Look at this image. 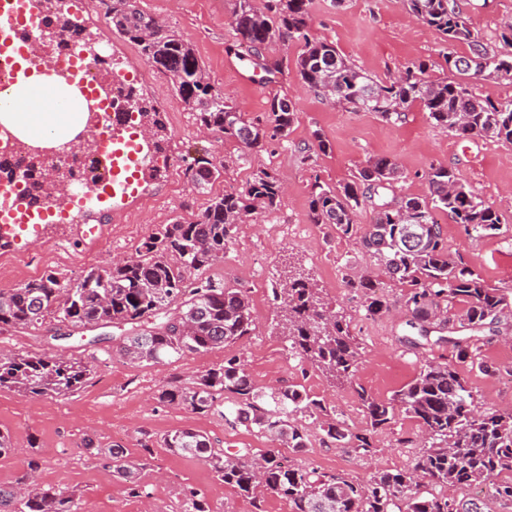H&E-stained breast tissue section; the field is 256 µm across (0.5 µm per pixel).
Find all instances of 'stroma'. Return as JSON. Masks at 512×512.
I'll list each match as a JSON object with an SVG mask.
<instances>
[{"label": "stroma", "mask_w": 512, "mask_h": 512, "mask_svg": "<svg viewBox=\"0 0 512 512\" xmlns=\"http://www.w3.org/2000/svg\"><path fill=\"white\" fill-rule=\"evenodd\" d=\"M458 4L489 48H498L500 26L504 18H512V0H458ZM234 5L235 0L140 3L145 12L192 44L208 81L247 119L265 121L273 98L291 99L297 120L287 142L246 151L220 131L200 126L190 105L176 93L170 75L148 63L135 44L114 34L103 10L92 7V30L109 37L115 68L137 69L144 94L162 111L169 135L168 170L139 205L117 218H105L104 232L96 243L75 244L77 227L62 224L51 241L31 247L24 266H15L13 256L0 253V289L51 270L72 282L86 270L137 259L142 241L156 225L193 220L210 197L245 188L255 171L270 169L285 188L277 208L238 224L223 262L207 271L226 285L247 290L255 329L224 348L161 364L139 363L123 355L122 343L131 332L127 325L108 324L91 331L73 328L64 339L58 338L59 326L50 320L35 329L0 333V355L45 354L93 363L84 385L67 396L0 389V431L8 433L21 450L20 455L0 458V485L20 487L34 478L39 485L76 494L82 512H184L182 491L188 487L205 496L212 512H291L280 495L269 491L254 498L240 495L204 462L164 448L163 437L182 428L207 435L229 452L269 450L284 460L295 459L317 471L340 473L356 481L386 470L410 468L422 445V431L415 419L404 414L374 433L376 448L370 456L325 445L316 429L309 433L305 452L297 456L284 441L228 426L219 412L199 414L159 399L170 381L189 380L224 358L237 356L245 360L257 388L267 391L301 384L334 406L353 431L365 432L367 418L353 385L331 383L319 370L288 354L275 327L271 288L290 263L309 274L323 297L349 323L362 352L356 383L373 396L390 398L426 362L453 361L448 347L414 349L404 343L408 312L406 290L399 284L383 291L386 311L367 318L368 289L347 287L346 281L377 272L376 261L359 243L311 222L314 177L335 186L350 181L370 157L386 156L403 173L398 193L424 196L430 166L454 167L499 212L502 224L493 234L468 236L450 216L437 213L448 251L462 257L488 284L512 289V144L454 138L433 125L417 104L397 123L341 107L302 84L295 69L301 52L297 42L273 43L255 63L240 59L228 50L235 41ZM312 26L316 37L332 42L342 55L378 80L414 63L425 64L428 80L450 76L443 60L447 44L433 28L412 19L402 0H313ZM276 62L281 63V72L266 73V66ZM316 130L329 140V153L318 152L312 136ZM200 154L224 166L223 176L207 192L194 186L188 172ZM480 337L481 356L491 373L465 364L458 370L479 410L512 407V341L495 330L481 332ZM88 438L104 448H123L136 466L133 479L105 467L85 448ZM31 460L37 461L36 470H29ZM133 480L144 487V495L129 494Z\"/></svg>", "instance_id": "35a3bbf8"}]
</instances>
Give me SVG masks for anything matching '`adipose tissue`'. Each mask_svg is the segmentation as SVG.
Returning a JSON list of instances; mask_svg holds the SVG:
<instances>
[{
	"label": "adipose tissue",
	"mask_w": 512,
	"mask_h": 512,
	"mask_svg": "<svg viewBox=\"0 0 512 512\" xmlns=\"http://www.w3.org/2000/svg\"><path fill=\"white\" fill-rule=\"evenodd\" d=\"M82 123L73 94L52 73L42 74L37 87L16 88L12 104L0 105V124L28 143L75 135Z\"/></svg>",
	"instance_id": "obj_1"
}]
</instances>
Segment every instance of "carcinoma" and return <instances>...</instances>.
Wrapping results in <instances>:
<instances>
[{"mask_svg": "<svg viewBox=\"0 0 512 512\" xmlns=\"http://www.w3.org/2000/svg\"><path fill=\"white\" fill-rule=\"evenodd\" d=\"M236 0L232 26L235 54L248 56L277 41L302 44L296 59L298 74L313 92L356 112H373L397 122L419 104L429 120L461 139L489 138L512 144V99L494 101L471 95L456 81H429L423 64L406 67L388 81H378L345 58L336 46L311 34L312 0ZM112 31L138 46L146 61L162 67L175 90L192 106L196 120L252 150L282 143L296 120L294 104L286 98L271 101L266 122H251L237 112L207 80L192 44L139 9L137 0H99ZM407 12L434 28L450 46L465 44L466 55H443L448 70L486 80H512V23L503 25L501 47L489 49L472 28L470 17L455 0H404ZM220 177V168L207 157L195 161L191 180L201 190ZM402 178L399 165L385 156L367 160L353 179L331 186L314 177L310 219L336 229V234L359 241L383 267L387 277L407 289L411 318L417 331L405 337L413 346L450 344L459 362L484 373L490 367L479 358L473 336H430L428 326L453 325L480 332L512 317V302L461 259L448 254L442 227L434 213L442 211L468 236L499 229L497 210L458 178L453 168L438 164L427 172L429 194L395 192ZM281 186L273 173L252 174L239 192L210 199L192 221L162 224L141 244L140 257L109 269H90L74 283L50 271L15 288L0 289V331L36 327L48 318L73 328L130 324L136 328L121 349L133 361L162 363L185 354H204L224 348L253 331L251 300L243 288L203 276L224 261L233 229L245 218L271 211L280 202ZM374 215L365 232L354 217L366 203ZM196 277H190V273ZM281 312L280 333L291 355L320 370L326 377L354 385L371 430L390 425L397 413L415 419L427 445L405 471L380 472L367 483L340 473L285 464L271 451L257 456L243 448L228 453L193 429L166 435L164 446L187 458L206 463L217 476L240 492L253 495L259 487L288 500L292 512H484L476 499L433 492L472 484H487L490 495L512 501V409L482 412L456 367L428 362L419 374L388 401L374 398L355 383L360 347L345 318L324 301L319 289L300 268L288 266L284 282L272 289ZM92 365L46 355L0 357V388L32 395L64 396L78 390ZM159 398L194 412L224 407V421L260 434L306 447L307 427L319 430L328 445L372 453L366 434L353 432L322 400L299 384L262 391L255 388L238 357L206 369L192 381L169 383ZM104 466L132 478L130 462L121 448H98ZM20 489L0 486V512H16ZM24 495L27 512H80L72 494L30 483ZM185 512H213L199 493L184 492Z\"/></svg>", "mask_w": 512, "mask_h": 512, "instance_id": "cac0c4a2", "label": "carcinoma"}]
</instances>
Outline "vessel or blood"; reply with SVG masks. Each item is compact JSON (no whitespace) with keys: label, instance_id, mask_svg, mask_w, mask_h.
Listing matches in <instances>:
<instances>
[{"label":"vessel or blood","instance_id":"b4317fda","mask_svg":"<svg viewBox=\"0 0 512 512\" xmlns=\"http://www.w3.org/2000/svg\"><path fill=\"white\" fill-rule=\"evenodd\" d=\"M84 12L69 0H0V102L12 99L17 85L42 72L43 50L58 47L57 78L72 87L86 114L83 149L73 140L56 139L41 151L46 162L83 154L94 161V177L84 187L72 181L39 199L24 191L25 175L15 171L0 182V247L22 252L43 242L49 226L89 222L121 214L158 182L166 168L165 154L138 120L135 108L137 74L97 69L103 45L90 36ZM33 146L0 128V159L32 154Z\"/></svg>","mask_w":512,"mask_h":512}]
</instances>
